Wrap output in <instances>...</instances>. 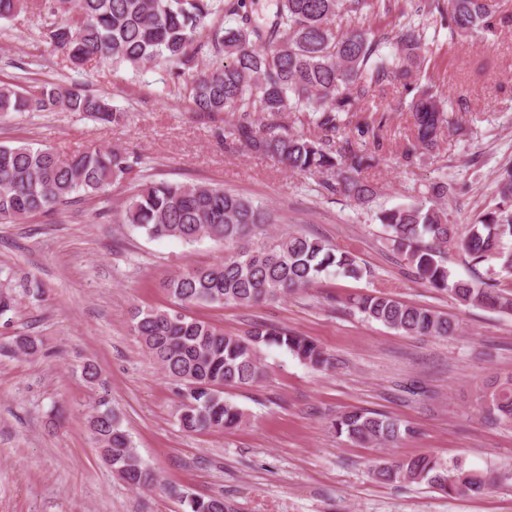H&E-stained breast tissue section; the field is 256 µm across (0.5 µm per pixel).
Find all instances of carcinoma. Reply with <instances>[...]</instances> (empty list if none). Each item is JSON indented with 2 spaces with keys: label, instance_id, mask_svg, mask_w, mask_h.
<instances>
[{
  "label": "carcinoma",
  "instance_id": "obj_1",
  "mask_svg": "<svg viewBox=\"0 0 512 512\" xmlns=\"http://www.w3.org/2000/svg\"><path fill=\"white\" fill-rule=\"evenodd\" d=\"M386 0H277L271 25H254L246 0H52L49 13L73 15L63 24L44 23L40 38L66 54L80 69L90 61L109 60L137 71L164 65L177 95L207 116L238 115L229 129L250 152L276 158L289 170L312 174L336 171L325 185L357 205L376 197V187L361 174L375 157L354 149L336 135L355 126L359 135L376 134V92L387 85H408L425 71L426 31L407 23L393 36L337 28L341 13L356 15ZM28 7V0H0V19ZM450 37L492 31L498 25L490 0H431ZM389 45L394 51L386 53ZM224 58L209 66L208 58ZM368 113L359 117L360 111ZM71 112L102 124L123 113L104 96L58 83L29 89L0 82V113ZM300 114L310 131H280L255 116L279 118ZM412 136L403 149L405 162L437 148L453 122L443 95L428 88L409 103ZM142 155L123 148L97 149L61 158L52 148L0 144V224H23L38 213L90 197H105L114 184L128 185L130 195L118 221L150 239L175 238L187 244L209 238L222 246L217 261L171 277L165 288L173 306L139 309L132 330L148 355L177 386L180 428L188 433L240 427L245 413L224 398V387L252 385L264 376L263 349L283 348L318 370L335 367L314 340L286 328L255 323L244 334H227L209 322L187 316L186 305L253 307L310 288L325 276L360 280L364 269L351 249H338L298 232L274 236L276 223L266 205L203 183L145 178ZM501 203L462 229L448 218L446 202L454 187L445 178L430 183L423 197L377 213L390 247L405 256L415 275L430 287L447 291L466 304L512 314V165L496 176ZM456 245L473 268L484 273L473 281L456 280L448 268V245ZM364 317L407 335H455L458 324L431 308L406 304L376 291L354 300ZM40 340L14 336L5 355H35ZM485 416L512 426V378L494 381L485 394ZM89 427L104 461L125 484L145 488L157 473L138 455L120 416L108 403L95 407ZM339 436L358 444L395 447L414 430L383 414L346 411L332 422ZM388 484L422 483L445 493L478 494L494 482L434 455L418 454L374 470ZM187 512H234L224 495L183 496Z\"/></svg>",
  "mask_w": 512,
  "mask_h": 512
}]
</instances>
